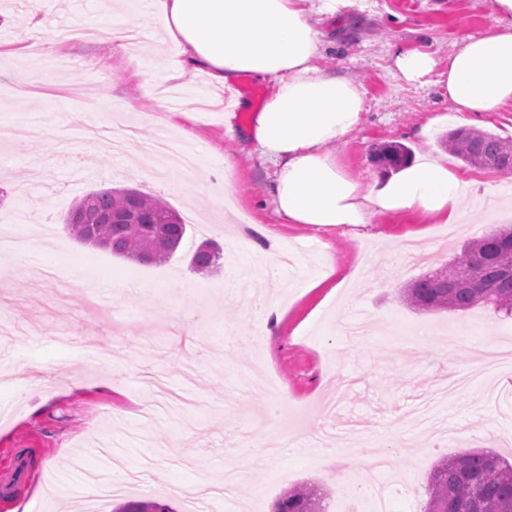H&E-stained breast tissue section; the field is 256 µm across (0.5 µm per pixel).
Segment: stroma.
<instances>
[{
  "label": "stroma",
  "instance_id": "35a3bbf8",
  "mask_svg": "<svg viewBox=\"0 0 512 512\" xmlns=\"http://www.w3.org/2000/svg\"><path fill=\"white\" fill-rule=\"evenodd\" d=\"M492 2L357 0L347 20L324 26L317 60L365 92L362 123L336 148L340 167L366 191L386 174L373 159L385 144L447 156L475 192L452 231L419 213L336 227L281 223L260 206L272 165L225 133L222 88L198 76L170 107L139 87L138 73L166 74L179 53L158 23L116 0H0V86L10 89L0 94V227L29 244L0 254V409L10 411L0 418V488L16 486L0 512H112L130 500L187 512L200 483L220 482L237 465L240 492L200 499L196 512H271L284 492L310 482L327 492L326 512H344L349 488L373 476L364 445L387 454L390 480L415 481L410 494L393 497L392 512H423L441 459L485 450L512 460V369L430 400L436 379L467 373L483 343L512 348V318L481 306L426 312L402 293L464 243L512 225V176L448 157L441 140L459 127L512 137V101L478 116L456 112L437 86L407 82L395 66L398 55L425 48L447 69L459 40L491 27ZM35 13L51 24L32 34ZM115 25L138 33L128 54L91 33ZM76 89L93 100H76ZM147 113L155 123L144 122ZM39 116L59 137H7L13 124ZM163 136L197 156L193 181L149 161L147 148ZM229 160L234 189L224 205L207 187L223 180ZM127 186L164 200L186 224L169 261L130 262L68 233L77 199ZM242 214L262 236L245 232ZM207 239L222 257L201 277L189 259ZM262 245L292 256L276 276ZM328 259L336 291L305 290ZM35 264L59 267L63 281L32 276ZM247 279L282 309L278 325L265 327ZM256 369L295 402L288 420L259 426L270 400L250 386ZM349 418L366 421L364 433L330 454L264 453L268 441L312 438ZM105 475L130 484L86 497L87 479Z\"/></svg>",
  "mask_w": 512,
  "mask_h": 512
}]
</instances>
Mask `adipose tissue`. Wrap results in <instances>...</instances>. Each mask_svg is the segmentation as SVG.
<instances>
[{"mask_svg":"<svg viewBox=\"0 0 512 512\" xmlns=\"http://www.w3.org/2000/svg\"><path fill=\"white\" fill-rule=\"evenodd\" d=\"M148 0L181 57L182 77L206 73L217 85L242 77L270 80L273 88L238 130L237 115H224L230 137L244 135L274 167L265 200L285 224L340 226L371 223L380 213L418 212L441 224L460 223L467 182L449 170L446 157L422 156L385 184L361 192L340 167L335 146L361 123L365 93L349 80L325 73L316 61L323 41L320 17L333 18L355 0ZM496 24L462 38L447 71L428 50L396 59L405 80L435 77L454 111L494 112L512 101V0H494Z\"/></svg>","mask_w":512,"mask_h":512,"instance_id":"adipose-tissue-1","label":"adipose tissue"}]
</instances>
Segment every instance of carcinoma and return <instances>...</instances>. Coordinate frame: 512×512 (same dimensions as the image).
<instances>
[{
	"label": "carcinoma",
	"mask_w": 512,
	"mask_h": 512,
	"mask_svg": "<svg viewBox=\"0 0 512 512\" xmlns=\"http://www.w3.org/2000/svg\"><path fill=\"white\" fill-rule=\"evenodd\" d=\"M446 145L464 163L512 175V143L493 133L456 128ZM377 161L397 170L412 160L401 144L380 148ZM67 223L81 243L108 249L138 263L164 262L179 248L187 225L162 199L141 191L105 189L77 200ZM221 257L218 248H197L189 265L197 273L211 272ZM406 300L419 310H465L481 305L494 313L512 315V227L491 230L468 243L448 265L425 274L404 289ZM425 512H512V464L501 456L473 450L446 458L434 468L426 488ZM113 512H173L155 501H130ZM274 512H322L317 494L307 488L287 491Z\"/></svg>",
	"instance_id": "cac0c4a2"
}]
</instances>
